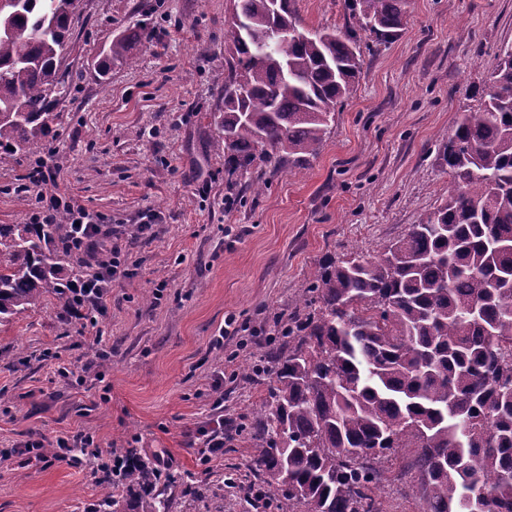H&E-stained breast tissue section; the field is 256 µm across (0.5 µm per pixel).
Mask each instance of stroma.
Wrapping results in <instances>:
<instances>
[{"label":"stroma","instance_id":"stroma-1","mask_svg":"<svg viewBox=\"0 0 512 512\" xmlns=\"http://www.w3.org/2000/svg\"><path fill=\"white\" fill-rule=\"evenodd\" d=\"M230 0H80L65 67L73 84L48 136L58 182L125 248L106 316L78 334L61 302L0 324V512H89L102 494L96 459L39 464L14 454L92 435L102 454H163L171 470L213 484L224 512H256L249 445L204 459L208 421H238L267 394L268 350L327 255L380 254L444 200L440 140L478 105L499 49L512 43V0H408L399 35L362 36L354 91L320 153L300 167L256 158L228 174L213 146L226 69ZM307 30H342L350 0H296ZM150 43L132 66L95 64L126 28ZM36 158L0 151V224L36 206ZM260 183L253 194L249 186ZM152 233L137 224L147 212ZM254 329L214 340L225 320ZM250 367L242 378L241 367ZM224 379V404L212 384Z\"/></svg>","mask_w":512,"mask_h":512}]
</instances>
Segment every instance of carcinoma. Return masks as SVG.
Masks as SVG:
<instances>
[{
    "label": "carcinoma",
    "instance_id": "1",
    "mask_svg": "<svg viewBox=\"0 0 512 512\" xmlns=\"http://www.w3.org/2000/svg\"><path fill=\"white\" fill-rule=\"evenodd\" d=\"M77 0H18L0 9V149L36 155L70 93L61 70ZM216 147L228 173L257 149L298 166L319 154L336 106L353 92L362 49L403 26L406 0H355V25L321 31L254 60L258 36L301 29L295 0H231ZM150 33L112 39L98 62L127 65ZM477 108L438 145L448 197L376 258L327 256L302 289L266 398L238 425L251 471L276 512H385L404 471L424 512H512V44L501 47ZM72 226L0 224V323L63 298ZM143 465L97 512H173L170 490L207 498Z\"/></svg>",
    "mask_w": 512,
    "mask_h": 512
}]
</instances>
